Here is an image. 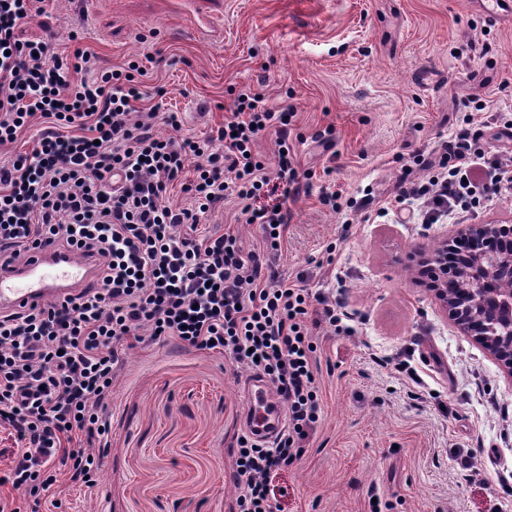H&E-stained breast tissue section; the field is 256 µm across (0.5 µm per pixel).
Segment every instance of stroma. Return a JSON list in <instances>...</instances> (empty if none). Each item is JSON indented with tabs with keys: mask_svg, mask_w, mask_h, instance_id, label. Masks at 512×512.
<instances>
[{
	"mask_svg": "<svg viewBox=\"0 0 512 512\" xmlns=\"http://www.w3.org/2000/svg\"><path fill=\"white\" fill-rule=\"evenodd\" d=\"M103 67L155 57L149 86L165 91L184 132L223 123L250 86L295 110L301 191L288 201L281 248L268 261L302 273L358 318L352 336H317L322 419L304 456L280 472L282 512H369L371 491L392 512H512V380L434 300L416 253L461 215L418 223L411 206L341 215L323 194L389 196L402 156L448 137L456 112H512L498 84L512 73V9L493 0H46L29 37L70 33ZM491 43L481 62L471 45ZM332 129L324 150L316 134ZM225 202L203 232H236L262 251L258 225ZM350 230H343V220ZM336 246V262L322 250ZM409 360L420 383L385 358ZM219 354L160 342L128 350L112 385V453L92 495L73 490L59 512H231L226 479L243 430V387ZM472 458L481 475L460 464Z\"/></svg>",
	"mask_w": 512,
	"mask_h": 512,
	"instance_id": "35a3bbf8",
	"label": "stroma"
}]
</instances>
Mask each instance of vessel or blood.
<instances>
[{"label":"vessel or blood","instance_id":"1","mask_svg":"<svg viewBox=\"0 0 512 512\" xmlns=\"http://www.w3.org/2000/svg\"><path fill=\"white\" fill-rule=\"evenodd\" d=\"M96 278V267L87 258L41 243L33 248L23 264L0 268V313L62 303L89 287ZM245 427L256 437L272 440L283 428V404L267 397L263 390L251 395Z\"/></svg>","mask_w":512,"mask_h":512}]
</instances>
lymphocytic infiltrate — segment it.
<instances>
[{"label": "lymphocytic infiltrate", "mask_w": 512, "mask_h": 512, "mask_svg": "<svg viewBox=\"0 0 512 512\" xmlns=\"http://www.w3.org/2000/svg\"><path fill=\"white\" fill-rule=\"evenodd\" d=\"M45 0H0V145L16 143L34 118L44 127L31 151L0 164V265L21 264L42 237L94 259L100 286L68 303L0 318V430L13 445L0 475V512L16 496L60 508L74 489L92 493L111 452L107 407L124 355L136 345L172 341L254 369L287 405L272 445L237 438L231 480L234 512H281L272 479L298 461L321 416L315 331L354 333L340 304L277 274L230 233L197 237L208 213L234 198L267 248L281 246L286 199L300 191L289 141L294 109L271 106L250 87L235 95L223 125L187 135L168 112L169 137L143 112L162 88L145 79L146 55L104 68L85 47L59 49L22 35ZM274 135L276 174L255 151ZM193 171H186L188 159ZM393 200L422 201V221L476 214L512 198V118L479 122L465 114L433 157L404 166ZM180 184L188 206L162 198ZM284 204L253 207L261 195Z\"/></svg>", "instance_id": "obj_1"}]
</instances>
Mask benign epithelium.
<instances>
[{
  "mask_svg": "<svg viewBox=\"0 0 512 512\" xmlns=\"http://www.w3.org/2000/svg\"><path fill=\"white\" fill-rule=\"evenodd\" d=\"M463 236L474 249L457 256L450 271L448 248ZM421 268L448 318L512 379V224H464L424 254Z\"/></svg>",
  "mask_w": 512,
  "mask_h": 512,
  "instance_id": "1",
  "label": "benign epithelium"
}]
</instances>
